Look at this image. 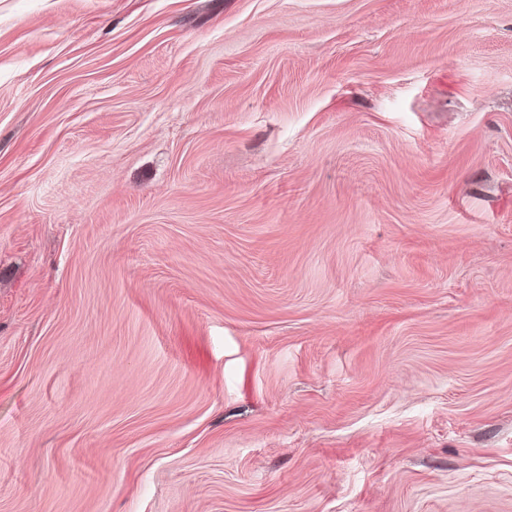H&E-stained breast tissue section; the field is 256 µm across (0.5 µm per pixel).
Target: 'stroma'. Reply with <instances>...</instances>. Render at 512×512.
Here are the masks:
<instances>
[{
  "mask_svg": "<svg viewBox=\"0 0 512 512\" xmlns=\"http://www.w3.org/2000/svg\"><path fill=\"white\" fill-rule=\"evenodd\" d=\"M0 512H512V0H0Z\"/></svg>",
  "mask_w": 512,
  "mask_h": 512,
  "instance_id": "35a3bbf8",
  "label": "stroma"
}]
</instances>
